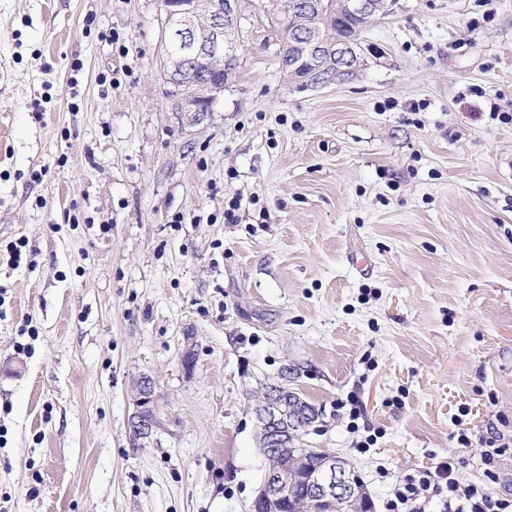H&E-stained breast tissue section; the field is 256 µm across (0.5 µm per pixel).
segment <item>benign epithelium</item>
<instances>
[{"label": "benign epithelium", "instance_id": "benign-epithelium-1", "mask_svg": "<svg viewBox=\"0 0 512 512\" xmlns=\"http://www.w3.org/2000/svg\"><path fill=\"white\" fill-rule=\"evenodd\" d=\"M396 0H267V12L290 22L304 32L303 42L287 40L278 55L282 68L303 88L326 87L352 78L363 56L361 39L335 34L336 18L357 21L383 18L393 13ZM165 15V79L180 78L181 64L188 60L203 72L230 74L238 59L235 40L241 15L239 0H163ZM224 84L204 82L191 86L175 102L177 112H199L203 104L218 96ZM136 411L130 422L137 438L148 437L156 424V404L152 381L145 377L134 386ZM261 437L282 454L295 449V416L288 403V390L263 396L255 406ZM322 461L303 478L308 493L295 504L294 512H341L342 507L365 502L373 512L371 498L364 496L362 480L336 453L319 448ZM292 479L271 467L253 498L251 512H285Z\"/></svg>", "mask_w": 512, "mask_h": 512}]
</instances>
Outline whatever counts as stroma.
I'll list each match as a JSON object with an SVG mask.
<instances>
[{"label":"stroma","instance_id":"stroma-1","mask_svg":"<svg viewBox=\"0 0 512 512\" xmlns=\"http://www.w3.org/2000/svg\"><path fill=\"white\" fill-rule=\"evenodd\" d=\"M163 19L0 0V512H248L283 375L374 512L449 453L481 481L512 435V0H398L321 88L241 0L208 112L174 109ZM134 402L136 411L130 422L131 431L137 439L147 438L156 424V404L152 381L145 377L134 386Z\"/></svg>","mask_w":512,"mask_h":512}]
</instances>
